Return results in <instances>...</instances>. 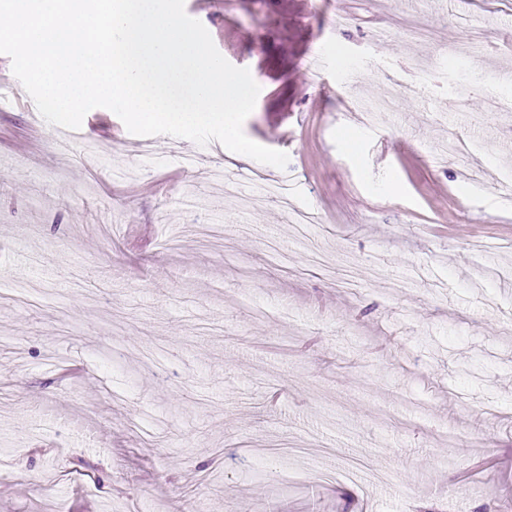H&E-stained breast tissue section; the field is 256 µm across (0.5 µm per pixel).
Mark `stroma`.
Returning a JSON list of instances; mask_svg holds the SVG:
<instances>
[{
  "instance_id": "stroma-1",
  "label": "stroma",
  "mask_w": 512,
  "mask_h": 512,
  "mask_svg": "<svg viewBox=\"0 0 512 512\" xmlns=\"http://www.w3.org/2000/svg\"><path fill=\"white\" fill-rule=\"evenodd\" d=\"M185 10L288 166L0 104V512H512V0Z\"/></svg>"
}]
</instances>
